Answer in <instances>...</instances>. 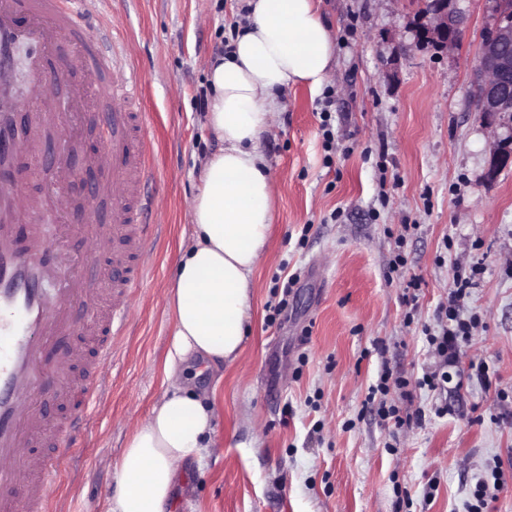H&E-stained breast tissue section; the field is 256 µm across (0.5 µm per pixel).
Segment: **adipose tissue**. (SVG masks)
<instances>
[{"label": "adipose tissue", "instance_id": "1", "mask_svg": "<svg viewBox=\"0 0 512 512\" xmlns=\"http://www.w3.org/2000/svg\"><path fill=\"white\" fill-rule=\"evenodd\" d=\"M248 14L213 58L206 115L222 147L207 157L187 202L193 244L163 297L173 339L167 386L133 420L107 512H167L187 460H202L214 414L190 388L186 364L239 355L251 319L252 277L273 221L275 181L260 151L288 85L319 91L333 74L334 40L316 0H247Z\"/></svg>", "mask_w": 512, "mask_h": 512}]
</instances>
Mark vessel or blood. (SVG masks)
<instances>
[{"mask_svg":"<svg viewBox=\"0 0 512 512\" xmlns=\"http://www.w3.org/2000/svg\"><path fill=\"white\" fill-rule=\"evenodd\" d=\"M111 40L109 30L91 27L74 9L73 0H0V112L23 114L21 122L0 124V167L30 151L47 126L72 112V100L58 97L45 82L52 70L80 73L81 83L99 99L136 93V72L122 80L111 74ZM19 44L38 48L29 64L32 86L23 108L12 86L11 51ZM148 125L145 112L133 118L116 110L110 114L112 221L94 225L92 236L99 249L117 241L128 248L113 252L112 279L106 287H71L70 270L45 259L46 247L36 228L44 211L68 210L63 192L72 176L68 139L60 141L44 194L30 197L20 185L0 180V512H48L47 490L57 477L60 451L74 448L82 436L83 414L103 384L98 366L111 359L113 337L124 333L125 307L144 278L135 258L150 241L143 218V191L151 180ZM19 224L29 227L22 242L15 236ZM77 302L101 332L96 359L85 363L78 376L72 366L79 353L58 357L51 347L54 338L74 332L72 308ZM52 380L59 391L76 389L82 394L79 415L63 425H48L39 407V396ZM45 438L57 447V454H34L35 444Z\"/></svg>","mask_w":512,"mask_h":512,"instance_id":"b4317fda","label":"vessel or blood"}]
</instances>
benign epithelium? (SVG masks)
<instances>
[{"instance_id": "7a95c632", "label": "benign epithelium", "mask_w": 512, "mask_h": 512, "mask_svg": "<svg viewBox=\"0 0 512 512\" xmlns=\"http://www.w3.org/2000/svg\"><path fill=\"white\" fill-rule=\"evenodd\" d=\"M485 4L490 21L481 34L472 76L475 111L486 117V128L493 131L503 127L502 118L510 122L506 134L496 135L489 153L483 180L492 182L512 163V18L503 9L502 0H485ZM466 22L460 0H427L416 12L408 32L415 44L448 52L459 46ZM75 181L87 200V208H93L99 190L98 177L85 169L75 174Z\"/></svg>"}]
</instances>
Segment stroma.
Returning a JSON list of instances; mask_svg holds the SVG:
<instances>
[{
	"label": "stroma",
	"instance_id": "35a3bbf8",
	"mask_svg": "<svg viewBox=\"0 0 512 512\" xmlns=\"http://www.w3.org/2000/svg\"><path fill=\"white\" fill-rule=\"evenodd\" d=\"M210 4L204 15L198 0H97L90 11L92 25L111 21L142 76L165 231L144 258L105 400L60 467L57 512H106L128 417L165 389L172 320L157 299L191 243L197 146L220 147L194 100L246 0ZM461 5V44L442 54L407 30L422 0H320L334 76L317 93L288 87L262 138L276 195L248 334L234 363L193 383L215 413L212 452L187 465L171 512H467L480 484L490 512H512V165L483 181L492 134L471 74L489 17L483 0ZM475 263L463 310L474 335L434 391L422 383L435 366L427 337L457 271ZM291 276L287 314L268 323L276 282ZM384 367L409 382L386 395L407 423L363 407Z\"/></svg>",
	"mask_w": 512,
	"mask_h": 512
}]
</instances>
